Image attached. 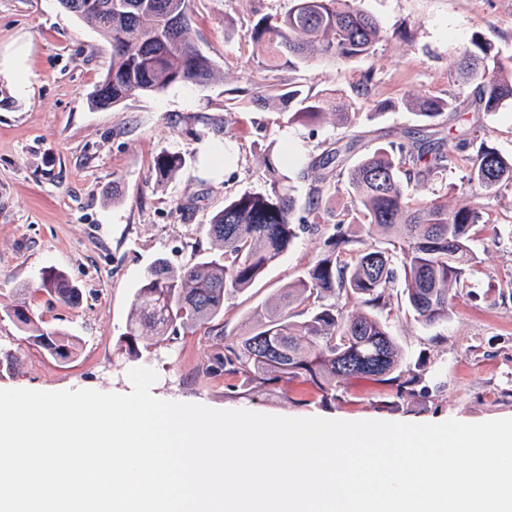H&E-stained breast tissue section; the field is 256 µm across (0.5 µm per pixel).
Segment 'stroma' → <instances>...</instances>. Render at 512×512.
<instances>
[{
	"label": "stroma",
	"instance_id": "obj_1",
	"mask_svg": "<svg viewBox=\"0 0 512 512\" xmlns=\"http://www.w3.org/2000/svg\"><path fill=\"white\" fill-rule=\"evenodd\" d=\"M292 3L194 0L190 36L214 63L216 80L97 108L89 94L110 67L109 42L58 0H0V349L19 357L13 369L0 371V385L88 381L108 389L142 366L157 373L156 393L219 409L349 422L438 415L475 424L512 415V187L478 201L482 221L469 231L474 261L451 300L447 324L425 327L399 297L391 299L388 325L404 362L427 360L426 397L400 400L390 387L354 379L328 403L296 381L242 399L234 377L207 375L215 353L250 332L253 311L319 258L323 238L312 231L300 234L250 288L225 300L223 336L185 330L177 340L142 348L138 359L126 355L123 334L146 268L159 257L178 267L215 250L203 224L225 199L263 189L267 154L287 158L295 194L305 197L314 177L311 158L342 136L360 135L366 151L384 147L420 126L406 101L467 96L455 76L473 35L512 55V0H358L384 27L373 56L284 61L266 70L253 53V27ZM17 65L26 76L21 92L3 77ZM367 73L371 89L361 96L355 87ZM260 84L336 98L357 119L349 127L331 114L312 126L288 123L280 100L253 103ZM442 123L480 127L490 147L512 156L510 103ZM163 152L185 161L166 181L153 173ZM50 267L83 292L80 308L45 311L49 325H65L77 338V353L65 364L29 345L4 315Z\"/></svg>",
	"mask_w": 512,
	"mask_h": 512
}]
</instances>
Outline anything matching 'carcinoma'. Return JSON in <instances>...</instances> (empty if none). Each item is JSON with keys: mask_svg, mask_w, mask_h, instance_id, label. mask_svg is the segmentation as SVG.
Wrapping results in <instances>:
<instances>
[{"mask_svg": "<svg viewBox=\"0 0 512 512\" xmlns=\"http://www.w3.org/2000/svg\"><path fill=\"white\" fill-rule=\"evenodd\" d=\"M99 8L73 14L94 26L112 46V65L92 93V103L116 106L172 84L206 85L216 78L211 60L188 37L191 0H98ZM382 38L375 18L355 0H295L284 14L260 18L252 42L260 63L272 67L281 58L323 61L351 60L374 54ZM458 82L473 86L469 106L491 113L512 101V56L475 35L460 63ZM278 99L297 100L292 120L313 124L326 115L328 101L301 97L298 89H282ZM414 115L434 122L461 111L459 98L426 97L407 102ZM415 138L356 155L359 139L326 150L311 161L317 178L298 205L288 175L265 163L267 187L224 201L206 234L220 249L175 269L157 258L136 288L124 333L126 353L139 356V342L151 333L158 345L177 339L178 332L220 323L226 297L249 288L309 228L323 197L340 181L363 219L367 236L392 239L393 249L373 248L352 237L344 224L324 227L325 250L298 279L282 288L276 300L254 312V326L243 340L224 345L210 369L213 375L237 378L238 395L254 396L272 385L293 381L314 387L320 400H336L352 378L383 383L399 397L428 392V367L422 358L405 364L392 336L385 311L391 291L427 327L448 321L449 300L464 287L473 261L468 231L479 223L475 199L512 185V158H506L478 130L457 131V156L444 151L445 138ZM356 157L348 163L350 157ZM455 159L468 163L466 188L423 201L409 194L401 177L438 179ZM184 166L176 154H160L154 174L164 180ZM45 294L56 304L76 308L81 288L61 270L45 271L30 295ZM359 299L366 310L347 314L339 301ZM28 344L58 362L76 355V343L64 326H43V312L23 299L5 310Z\"/></svg>", "mask_w": 512, "mask_h": 512, "instance_id": "carcinoma-1", "label": "carcinoma"}]
</instances>
